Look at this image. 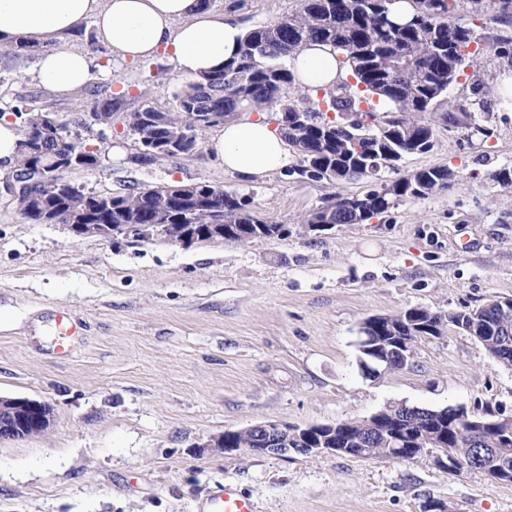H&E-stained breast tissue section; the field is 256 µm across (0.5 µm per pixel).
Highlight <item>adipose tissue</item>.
<instances>
[{
  "label": "adipose tissue",
  "instance_id": "1",
  "mask_svg": "<svg viewBox=\"0 0 512 512\" xmlns=\"http://www.w3.org/2000/svg\"><path fill=\"white\" fill-rule=\"evenodd\" d=\"M88 19L110 53L133 61L165 55L188 80L236 59L245 35L237 22L199 0H0V45L30 35L49 42L36 76L48 90L65 95L93 75L89 56L63 44ZM288 66L306 90L330 86L341 72L335 50L321 43L290 57ZM209 147L225 169L244 176H264L294 159L281 125L263 115L226 120Z\"/></svg>",
  "mask_w": 512,
  "mask_h": 512
}]
</instances>
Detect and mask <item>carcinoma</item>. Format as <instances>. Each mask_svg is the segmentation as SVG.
<instances>
[{
	"label": "carcinoma",
	"mask_w": 512,
	"mask_h": 512,
	"mask_svg": "<svg viewBox=\"0 0 512 512\" xmlns=\"http://www.w3.org/2000/svg\"><path fill=\"white\" fill-rule=\"evenodd\" d=\"M300 11L273 23L250 28L245 33L238 58L224 68L186 82L166 111L146 106L127 116L140 152L137 165L195 153L201 149V132L224 123L246 106L273 109L282 116L288 138L296 148L299 163L291 173L313 181L340 183L355 178L370 179L378 188L363 196L333 195L312 210L306 224H361L375 215L396 208L407 199L425 198L448 190L457 174L447 167L418 170L397 179L384 173L398 169L408 155L431 147L432 123L425 115L446 106L443 118L459 121L455 112L471 116L450 96L451 87L465 69L473 100L484 123L470 127L471 136L482 141L492 137L490 86L482 78L479 60L491 55L499 70L512 71V52L500 37L485 47L471 22L457 16L461 0H406L410 12L399 19L389 5L394 0H301ZM479 15L491 10L507 17L512 0H466ZM332 44L343 55L349 79L323 92L317 99L298 90L284 59L308 42ZM44 44L32 36L0 47V57L34 56ZM385 111H375L370 99ZM369 106L374 122L364 127L356 121L362 105ZM121 110V100L110 95L98 98L93 111L103 123ZM21 128L16 169L7 176L25 177V186L14 195L22 220L28 224H74L80 214L87 224H187L190 240H209V226L224 229L223 240L282 236L285 225L273 224L252 208V200L208 182H170L158 186L131 187L122 194L88 191L66 179L69 171L95 169L100 154L71 130L68 123L52 125L50 109L30 97H20L9 111ZM492 182L512 189V166L490 172ZM388 345L373 340V318L366 319L360 333V368L369 377L380 369L405 367L402 354L421 337L438 338L453 327L472 336L501 365L512 368V348L501 345L499 332L512 331V299H496L476 310L450 309L446 313L408 309L382 318ZM456 408L434 410L419 406L402 412L389 406L377 415L337 423L323 430L329 442L357 458L400 457L384 446L382 438L363 444L355 436L375 434L372 424L390 426L398 435L399 448H430L446 439L454 454L468 463L485 448H512V426L492 418H473L476 425L466 434H456Z\"/></svg>",
	"instance_id": "cac0c4a2"
}]
</instances>
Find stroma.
<instances>
[{"mask_svg": "<svg viewBox=\"0 0 512 512\" xmlns=\"http://www.w3.org/2000/svg\"><path fill=\"white\" fill-rule=\"evenodd\" d=\"M299 0H213L244 28L294 14ZM184 80L165 57L113 58L94 80L126 111L165 110ZM41 96L67 117L90 105L35 77V61L0 63V111ZM429 151L401 174L448 167L452 189L400 203L361 224L324 231L303 215L329 196L363 195L374 181L315 182L285 172L225 171L210 149L139 166L126 123L78 128L105 154L77 186L119 193L173 180L209 182L250 196L278 238L188 245L75 236L65 224H26L0 198V396L49 404L45 433L0 439V512H203L232 482L256 512H512V483L465 467L451 474L432 452L411 459L343 455H225L209 437L274 422L299 427L361 420L387 406H461L512 416V369L455 328L422 338L408 364L368 379L358 365L361 324L422 306L435 312L512 299V192L492 166L512 165V107L495 106L487 141L440 112ZM61 312L85 326L69 357L39 337Z\"/></svg>", "mask_w": 512, "mask_h": 512, "instance_id": "obj_1", "label": "stroma"}]
</instances>
